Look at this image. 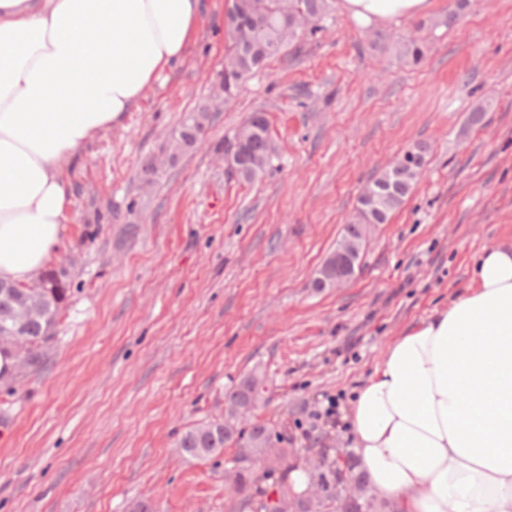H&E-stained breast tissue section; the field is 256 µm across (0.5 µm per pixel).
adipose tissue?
I'll return each instance as SVG.
<instances>
[{"label":"adipose tissue","mask_w":512,"mask_h":512,"mask_svg":"<svg viewBox=\"0 0 512 512\" xmlns=\"http://www.w3.org/2000/svg\"><path fill=\"white\" fill-rule=\"evenodd\" d=\"M336 7L369 26L433 0ZM200 17V0H0V281L45 271L67 219L62 162L184 56ZM348 420L373 492L399 512H512V240L388 345Z\"/></svg>","instance_id":"ef3b65f1"}]
</instances>
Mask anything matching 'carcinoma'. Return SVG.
I'll list each match as a JSON object with an SVG mask.
<instances>
[{"instance_id": "carcinoma-1", "label": "carcinoma", "mask_w": 512, "mask_h": 512, "mask_svg": "<svg viewBox=\"0 0 512 512\" xmlns=\"http://www.w3.org/2000/svg\"><path fill=\"white\" fill-rule=\"evenodd\" d=\"M330 8V0H288V17L285 18L278 10V0H233L224 19L231 40L224 72L220 73L224 100L234 99L243 82L265 60L279 55L287 45L305 34L299 25L301 19L308 17L315 22L310 30L313 34L321 29L320 23L328 17ZM372 45L393 48L398 59L408 64L419 63L426 50L420 38L408 36L395 41L384 32L373 35ZM209 112L211 107L204 104L185 117L173 136V157L190 152L203 142ZM237 134L245 140L242 146L245 160L239 163L237 175L246 181L261 178L276 156L265 116H260L257 123L253 116H248ZM426 154L425 144H413L403 154L405 164L402 167L386 169L364 186L362 193L377 194L383 178L395 184L394 193L376 199L371 223H386L401 206L416 181V170L425 166ZM69 292L68 271L64 267L50 270L31 285L1 282L0 338L18 334L23 337L25 347L18 354L0 347V355L6 360H24L27 375L41 370L56 339ZM266 385L267 378L260 372L245 376L226 395L224 418L200 422L177 441L180 453L193 459L220 456L226 446H236L232 464L239 467V506L252 508L254 512H276L272 497L262 483L277 468L288 472V458L294 454V449L283 448L275 460H268V443H282L285 438L266 423H253L247 429L241 427V412L253 410L249 399L259 398ZM322 454L321 466L308 471L309 483L320 487L321 496L308 499L299 495L300 512H396L395 507L377 499L371 492L353 455H344V462L340 463L336 456L330 455V449H322Z\"/></svg>"}]
</instances>
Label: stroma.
<instances>
[{
    "mask_svg": "<svg viewBox=\"0 0 512 512\" xmlns=\"http://www.w3.org/2000/svg\"><path fill=\"white\" fill-rule=\"evenodd\" d=\"M449 2L434 0L416 65L331 11L168 165L172 132L216 93L229 46L232 0H202L184 60L63 167L70 204L49 266L68 265L72 296L46 366L0 402V512H126L135 498L156 512H236L234 448L197 460L176 442L223 415L225 391L257 368L268 390L254 419L287 425L300 456L350 447V404L387 346L470 284L484 246L512 236V0H469L448 27ZM254 111L278 156L246 182L224 145ZM417 142L424 172L371 226L355 280L312 288L362 187ZM329 396L332 422L319 416Z\"/></svg>",
    "mask_w": 512,
    "mask_h": 512,
    "instance_id": "35a3bbf8",
    "label": "stroma"
}]
</instances>
